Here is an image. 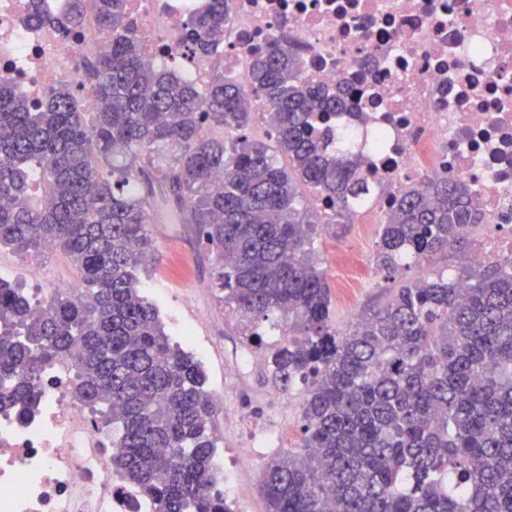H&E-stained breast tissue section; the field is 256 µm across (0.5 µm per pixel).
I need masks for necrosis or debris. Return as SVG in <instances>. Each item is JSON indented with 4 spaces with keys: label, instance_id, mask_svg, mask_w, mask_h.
Here are the masks:
<instances>
[{
    "label": "necrosis or debris",
    "instance_id": "4bbe7bcc",
    "mask_svg": "<svg viewBox=\"0 0 512 512\" xmlns=\"http://www.w3.org/2000/svg\"><path fill=\"white\" fill-rule=\"evenodd\" d=\"M209 0H127L144 41V59L165 60L204 86L216 61L182 42L190 16ZM70 0H0V75L43 98L69 86L94 109L85 58L104 54L94 12L76 37L51 24L23 26L35 6L62 15ZM226 74L247 58L289 41L301 74L342 86L345 105L321 132L357 137V161L383 213L404 189L436 176L467 183L485 223L499 228L495 250L475 248L474 266L512 256V0H229ZM25 418L0 411V512H153L112 472L106 431L75 397L73 360L39 380Z\"/></svg>",
    "mask_w": 512,
    "mask_h": 512
}]
</instances>
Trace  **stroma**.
<instances>
[{
    "label": "stroma",
    "instance_id": "35a3bbf8",
    "mask_svg": "<svg viewBox=\"0 0 512 512\" xmlns=\"http://www.w3.org/2000/svg\"><path fill=\"white\" fill-rule=\"evenodd\" d=\"M151 210L162 214L163 219L149 226L156 252L140 274L142 291L156 306L167 334H175L185 323L197 325L198 334L209 349L201 360L207 385L210 390L224 394L215 416L217 454L224 459V483L235 498L239 512H265L258 491L260 471L277 454L301 446L302 389L297 386L286 393L278 390L265 360L232 373V363L253 353L254 348L248 331L238 325L235 315L224 304L221 290L215 286L219 265L209 246L197 238L190 225L165 215L160 198H152ZM496 236L497 231L491 225L473 226L466 249L488 243ZM378 240V234L364 235L362 225L357 223L336 225L334 235L321 232L314 240L317 267L330 289L331 318L338 329H347L362 311L382 305L389 297L390 283L380 271L375 286L355 288L349 296H342L333 270L335 254L359 248L370 257ZM466 249L437 253L430 261L411 265L403 276L414 280L448 269L462 271ZM197 282L205 283L207 292L187 296V288ZM269 431L280 432L281 440L258 444L257 436ZM250 450L256 453L253 467L235 469V455Z\"/></svg>",
    "mask_w": 512,
    "mask_h": 512
}]
</instances>
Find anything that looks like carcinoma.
Masks as SVG:
<instances>
[{
  "label": "carcinoma",
  "mask_w": 512,
  "mask_h": 512,
  "mask_svg": "<svg viewBox=\"0 0 512 512\" xmlns=\"http://www.w3.org/2000/svg\"><path fill=\"white\" fill-rule=\"evenodd\" d=\"M225 0L186 24L195 53L224 47ZM71 0L60 34L79 27ZM108 51L86 62L96 111L67 87L32 100L0 77V247L66 258L82 285L33 311L25 289L0 281V405L29 406L49 364L74 357L78 399L112 433V466L154 512H229L203 487L220 479L216 404L202 365L172 345L135 272L154 256L150 204L131 181L160 192L209 245L224 304L244 325L278 313L286 339L268 362L277 388L305 385L303 445L269 460L259 480L266 512H512V256L460 279L406 280L462 245L483 216L469 187L448 176L408 187L384 213L376 261L393 281L381 306L339 331L311 253L321 214L342 224L371 193L353 155L317 126L339 91L302 78L279 43L252 54L242 79L205 91L142 58L126 0H97ZM270 116L269 147L248 137L253 107ZM217 125L233 134L204 136ZM142 160L114 175L115 148ZM172 151L164 184L149 166ZM48 185L31 201L32 174Z\"/></svg>",
  "instance_id": "carcinoma-1"
}]
</instances>
